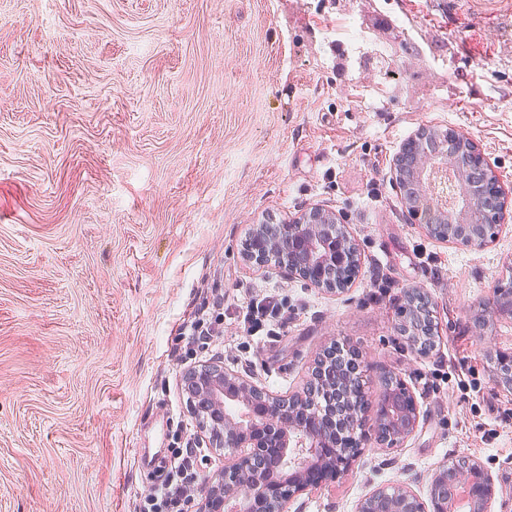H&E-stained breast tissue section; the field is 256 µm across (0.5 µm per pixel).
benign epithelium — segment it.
<instances>
[{
	"label": "benign epithelium",
	"instance_id": "1",
	"mask_svg": "<svg viewBox=\"0 0 512 512\" xmlns=\"http://www.w3.org/2000/svg\"><path fill=\"white\" fill-rule=\"evenodd\" d=\"M394 179L403 207L431 236L449 243L484 248L502 229L509 194L476 142L455 128L426 126L403 142L394 163ZM249 258L262 265L276 258L290 277L328 292H343L355 280L360 258L357 244L339 227L336 214L314 206L301 217L265 225L252 235ZM497 315L512 319V287L499 288L488 301ZM432 323L430 307L411 308L399 325L401 335L415 343ZM315 377L327 390L337 389L327 360L315 366ZM182 384L194 412L211 423L203 439L209 448H229L222 478L206 482L201 512H286L298 494L321 485L319 478L349 471L360 447L339 446L338 432L352 425L366 435V425L381 442L402 443L419 422L417 406L406 387H388L377 395L373 420L345 415L329 403L315 410L273 395L248 377L218 364L184 372ZM263 454L268 467L254 466ZM461 470L439 464L422 496L406 482L374 488L361 496L356 512H491L495 483L476 459Z\"/></svg>",
	"mask_w": 512,
	"mask_h": 512
}]
</instances>
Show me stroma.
Listing matches in <instances>:
<instances>
[{"mask_svg":"<svg viewBox=\"0 0 512 512\" xmlns=\"http://www.w3.org/2000/svg\"><path fill=\"white\" fill-rule=\"evenodd\" d=\"M512 0H0V512H141L172 424L198 437L180 378L217 362L289 397L317 356L356 349L371 394L419 412L289 512H354L373 487L426 492L469 457L512 512V207L495 243L414 224L392 164L420 126L471 137L512 188ZM336 213L360 252L340 293L247 260L255 225ZM381 269L388 295L370 297ZM287 321L244 335L253 299ZM426 295L435 342L398 332ZM222 339L191 358L201 311Z\"/></svg>","mask_w":512,"mask_h":512,"instance_id":"obj_1","label":"stroma"}]
</instances>
